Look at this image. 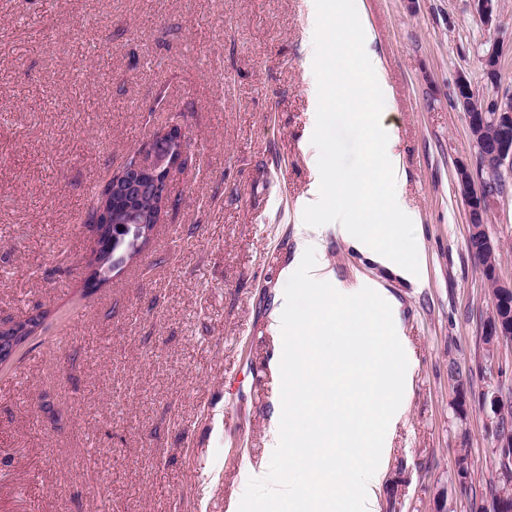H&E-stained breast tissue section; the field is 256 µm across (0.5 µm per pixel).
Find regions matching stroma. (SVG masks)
Instances as JSON below:
<instances>
[{
  "label": "stroma",
  "mask_w": 512,
  "mask_h": 512,
  "mask_svg": "<svg viewBox=\"0 0 512 512\" xmlns=\"http://www.w3.org/2000/svg\"><path fill=\"white\" fill-rule=\"evenodd\" d=\"M388 85L382 122L416 216L418 280L321 226L330 282L390 304L408 358L377 512H472L498 482L489 400L512 404V345L467 248L455 171L476 149L455 81L484 85L512 0H362ZM314 0H0V321L41 328L0 365V512H237L268 472L280 406L284 270L315 191ZM186 160L149 245L87 285L94 195L170 125ZM512 283V185L487 226ZM469 449L472 486L455 480Z\"/></svg>",
  "instance_id": "35a3bbf8"
}]
</instances>
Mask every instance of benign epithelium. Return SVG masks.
Listing matches in <instances>:
<instances>
[{"instance_id":"7a95c632","label":"benign epithelium","mask_w":512,"mask_h":512,"mask_svg":"<svg viewBox=\"0 0 512 512\" xmlns=\"http://www.w3.org/2000/svg\"><path fill=\"white\" fill-rule=\"evenodd\" d=\"M481 65L484 73L499 75L500 53L498 48L491 47L481 56ZM456 96L459 102L471 96L482 101V107L477 111L466 113L469 131L472 138H477L475 131L492 127L499 132V139L477 151L478 167L472 171L461 167L457 170V184L460 194L465 198L468 211L478 210L490 212L492 203L503 193L504 187L488 183L482 177V171H510L512 170V94L499 92V81L495 80L485 86L482 92H477L464 75L456 79ZM184 137L181 129L172 126L169 130L157 137L149 145L147 154L130 159L123 168L112 175L102 188V191L123 192L135 191L155 192L161 187L160 183H151L153 179L169 178L170 170L176 166L183 157ZM491 324L485 325L484 334L492 337V345L502 343L512 344V317L498 313L497 305L491 304Z\"/></svg>"}]
</instances>
